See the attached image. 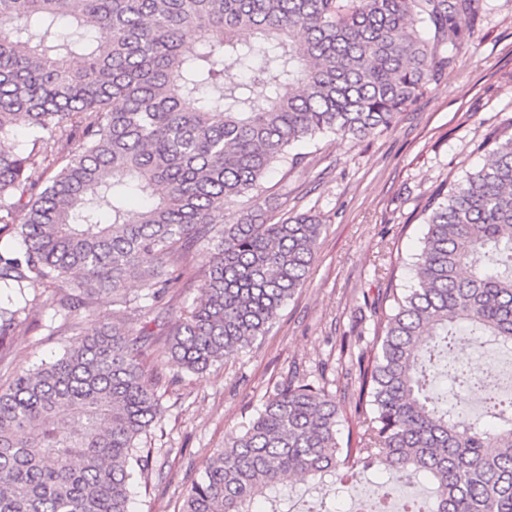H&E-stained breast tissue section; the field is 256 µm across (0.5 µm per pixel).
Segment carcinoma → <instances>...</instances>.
I'll list each match as a JSON object with an SVG mask.
<instances>
[{"mask_svg": "<svg viewBox=\"0 0 512 512\" xmlns=\"http://www.w3.org/2000/svg\"><path fill=\"white\" fill-rule=\"evenodd\" d=\"M475 10L476 0H0V142L28 130L25 147H0V223L21 244L0 252V289L66 288L58 305L71 312L100 292L121 306L105 332L0 388V512H131L160 404L141 360L152 333L131 336L129 316L169 305L199 264L200 301L165 353L199 372L265 335L305 285L322 224H271L256 208L225 224L224 208L257 200L303 143L390 129L452 66L442 47L469 35ZM94 29L111 37L98 42ZM494 144L424 210L415 286L389 290L391 313L357 359L349 407L365 415L362 431L341 445L346 407L293 376L207 459L182 512H254L298 477L355 487L374 468L426 477L428 512H512V399L488 393L486 423L469 427L430 388L437 375L462 389L480 381L450 360L462 326L474 346L512 348V134ZM29 305L0 306V348Z\"/></svg>", "mask_w": 512, "mask_h": 512, "instance_id": "carcinoma-1", "label": "carcinoma"}]
</instances>
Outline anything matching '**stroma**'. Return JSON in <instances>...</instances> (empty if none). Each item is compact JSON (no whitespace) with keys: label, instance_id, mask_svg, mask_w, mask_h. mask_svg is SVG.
I'll return each instance as SVG.
<instances>
[{"label":"stroma","instance_id":"stroma-1","mask_svg":"<svg viewBox=\"0 0 512 512\" xmlns=\"http://www.w3.org/2000/svg\"><path fill=\"white\" fill-rule=\"evenodd\" d=\"M445 52L453 65L391 130L361 141L319 136L300 166L268 177L259 205L272 222L307 213L324 230L305 285L265 336L206 371L187 373L163 357V334L178 312L191 309L196 288L175 284L174 311H154L162 334L143 365L158 384L161 419L143 438L154 463L133 488L134 512H181L203 461L292 373L336 391L350 355L372 345L373 310L386 288L414 286L428 198L483 163L478 145L512 128V0H478L470 37ZM111 314L107 292L88 311L30 309L23 330L0 348V385L78 344L72 324L94 331Z\"/></svg>","mask_w":512,"mask_h":512}]
</instances>
